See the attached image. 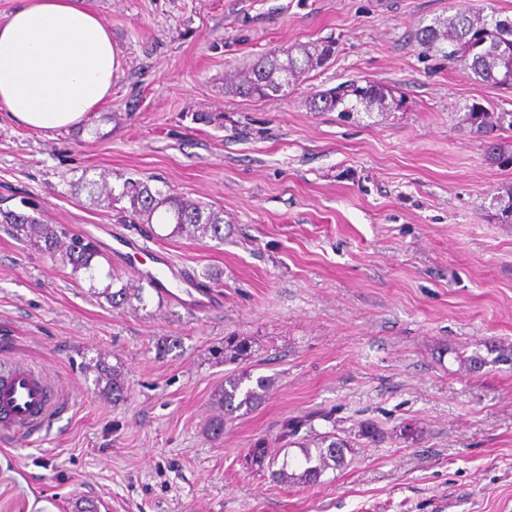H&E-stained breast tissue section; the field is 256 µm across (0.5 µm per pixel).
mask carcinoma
Instances as JSON below:
<instances>
[{
	"mask_svg": "<svg viewBox=\"0 0 512 512\" xmlns=\"http://www.w3.org/2000/svg\"><path fill=\"white\" fill-rule=\"evenodd\" d=\"M420 44L442 53L448 61L461 62L471 71L474 79L498 86L512 87L506 78L512 76V18L501 17L496 12H485L469 0H464L455 13L439 18L433 24L417 32ZM330 44H296L266 54L251 64L235 69L230 82L236 94L259 98H272L288 94L289 86L306 71L322 64L332 54ZM403 100L394 96L392 90L379 84L361 86L346 81L333 88L320 91L311 99L316 110L338 111L349 116L353 112L373 110L383 112L389 108H400ZM462 121L469 132L486 139L488 159L500 168L512 167V150L489 139L497 130H512V112H491L480 105L467 108ZM76 192H86L91 200L110 204L126 201L121 207L124 218L132 224H168L172 226L171 236H187L195 240L206 238L224 239V211L207 204L184 197L169 190L152 186L147 181L127 180L122 190L115 192L106 180L82 178L75 186ZM489 209L500 223H512V187H504L491 194ZM0 224L7 226L16 239L29 240L41 245L42 251L53 256H63V265L71 267L74 277H83L95 289L94 282L100 275L96 258L100 256L96 242L86 236L70 234L56 224H49L40 218L17 212L0 210ZM110 279L100 295L116 306L144 305L142 283L129 280L112 290L113 282L120 276L112 271L106 273ZM251 346L247 339L237 335L224 337V348L216 355L224 362L248 360ZM96 382L103 385V392L114 397L121 394V378L117 369L106 365L100 359L95 364ZM271 387V380L265 376L252 377L251 372L242 370L224 377V385L213 394V405L221 414L213 417L208 430L215 434L224 433V419L240 409L250 410L265 400ZM304 422L285 423L282 436L296 438L300 452L297 463L288 457L277 460L268 455L265 448L250 449L251 462L259 468H271L276 478L288 485H314L329 470L342 471L351 463L355 442L341 438L333 432L316 434L312 437L299 436Z\"/></svg>",
	"mask_w": 512,
	"mask_h": 512,
	"instance_id": "cac0c4a2",
	"label": "carcinoma"
}]
</instances>
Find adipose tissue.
Returning <instances> with one entry per match:
<instances>
[{"instance_id":"1","label":"adipose tissue","mask_w":512,"mask_h":512,"mask_svg":"<svg viewBox=\"0 0 512 512\" xmlns=\"http://www.w3.org/2000/svg\"><path fill=\"white\" fill-rule=\"evenodd\" d=\"M116 64L109 28L81 0H18L0 21V108L35 130L83 126Z\"/></svg>"}]
</instances>
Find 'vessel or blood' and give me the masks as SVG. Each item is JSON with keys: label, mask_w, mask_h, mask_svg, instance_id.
I'll use <instances>...</instances> for the list:
<instances>
[{"label": "vessel or blood", "mask_w": 512, "mask_h": 512, "mask_svg": "<svg viewBox=\"0 0 512 512\" xmlns=\"http://www.w3.org/2000/svg\"><path fill=\"white\" fill-rule=\"evenodd\" d=\"M138 275L153 281L157 293L185 310L202 312L215 301L213 292L200 287L189 271L174 268L165 254H158L153 266ZM61 410L42 370L26 364L0 370V432L38 434Z\"/></svg>", "instance_id": "obj_1"}]
</instances>
